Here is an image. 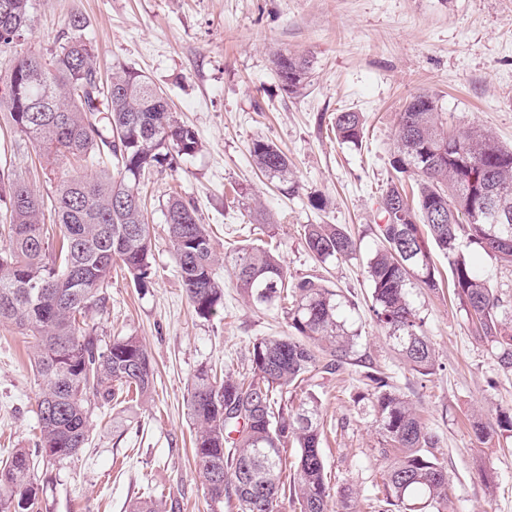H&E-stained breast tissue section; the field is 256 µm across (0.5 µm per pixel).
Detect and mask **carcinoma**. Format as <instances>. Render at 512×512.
Listing matches in <instances>:
<instances>
[{
  "instance_id": "1",
  "label": "carcinoma",
  "mask_w": 512,
  "mask_h": 512,
  "mask_svg": "<svg viewBox=\"0 0 512 512\" xmlns=\"http://www.w3.org/2000/svg\"><path fill=\"white\" fill-rule=\"evenodd\" d=\"M30 0H0V47L21 40L31 25ZM73 36L46 62L17 57L0 76V112L53 166L75 158L93 167L57 178L53 223L60 238L50 255L42 196L24 179L0 173V323L32 339L30 363L40 380L34 414L36 448H16L0 461V512H34L32 469L38 458L70 460L89 443L91 399L108 404L116 391L146 396L154 367L135 336L102 347L81 318L103 305L104 284L119 261L135 287L152 278L150 225L142 187L150 171L199 150L194 131L178 122L164 93L123 67L112 72L107 90L97 78L93 49L82 37L84 21L72 16ZM276 74L290 96L307 86L309 61L279 53ZM333 129L345 144L362 140L358 112H338ZM256 167L282 189L297 188L288 156L274 143L254 140ZM391 167L397 173L379 201L380 244L367 262L376 323L403 359L423 376L435 360L411 289L435 290L441 274L431 260L421 227L448 261L453 295L474 332L512 370V308L474 267L482 252L512 266V222L494 224L485 215L484 179L512 204V148L479 127L463 132L439 118L433 99L417 95L398 117ZM165 223L186 295L195 313L209 319L224 307L215 278L219 258L196 210L169 196ZM306 249L320 263L356 255L358 243L336 224H307ZM232 274L247 299L259 307L285 310L291 334L257 338L249 348L251 368L218 379L195 373L189 406L196 424L194 459L210 500L236 498L240 512H275L286 491L282 451L292 441L298 456L291 490L301 512H329L331 488L321 449L320 403L307 393L296 405L283 402L293 388L318 374L333 375L359 338L347 325L352 302L324 280H288L273 252L254 246L232 258ZM365 393L390 457L383 472L381 512H448V472L434 454L438 440L404 395L379 371L364 375ZM479 436L512 437V412L496 426L478 422Z\"/></svg>"
}]
</instances>
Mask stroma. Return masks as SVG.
Returning <instances> with one entry per match:
<instances>
[{
    "instance_id": "1",
    "label": "stroma",
    "mask_w": 512,
    "mask_h": 512,
    "mask_svg": "<svg viewBox=\"0 0 512 512\" xmlns=\"http://www.w3.org/2000/svg\"><path fill=\"white\" fill-rule=\"evenodd\" d=\"M33 25L22 45L0 50V73L15 57L49 59L65 43L72 15L96 54L98 76L123 66L150 78L201 142L174 166L151 172L143 198L155 274L139 289L113 267L104 307L86 322L102 343L135 336L155 368L152 394L95 408L91 437L77 458L35 468L39 512H129L150 496L165 512H239L211 503L193 457L188 407L200 368L248 370L253 340L289 333L279 308H258L236 286L231 258L253 243L274 244L295 281L322 277L352 299L349 325L360 337L348 364L315 378L331 512L351 496L356 512H379L386 465L375 416L361 400L365 372H385L437 435L448 471L450 512H512V438L477 437L476 420L512 410V371L475 336L447 288L413 289L412 301L436 358L424 377L398 354L371 311L367 261L378 245L379 200L394 172L398 114L425 93L450 128L482 127L512 146V0H31ZM306 56L305 93L291 98L275 74L276 53ZM361 113L362 143H339L336 113ZM275 143L293 165L296 192L282 191L252 164L249 146ZM48 192L70 163L47 169L29 141L0 122V160ZM197 209L220 254L224 310L194 312L177 273L163 208L170 190ZM326 198L314 209L313 196ZM266 210L273 223L255 221ZM308 224H338L359 243L356 256L318 263ZM39 391L26 336L0 324V455L32 447Z\"/></svg>"
}]
</instances>
